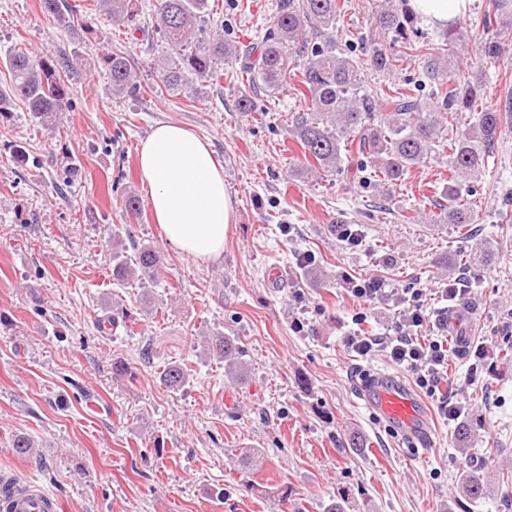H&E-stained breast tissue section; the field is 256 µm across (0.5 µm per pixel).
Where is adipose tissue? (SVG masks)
Listing matches in <instances>:
<instances>
[{"mask_svg": "<svg viewBox=\"0 0 512 512\" xmlns=\"http://www.w3.org/2000/svg\"><path fill=\"white\" fill-rule=\"evenodd\" d=\"M138 168L168 244L196 261L218 259L235 201L210 145L181 125L161 122L141 141Z\"/></svg>", "mask_w": 512, "mask_h": 512, "instance_id": "1", "label": "adipose tissue"}]
</instances>
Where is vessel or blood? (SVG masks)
Here are the masks:
<instances>
[{
  "instance_id": "vessel-or-blood-1",
  "label": "vessel or blood",
  "mask_w": 512,
  "mask_h": 512,
  "mask_svg": "<svg viewBox=\"0 0 512 512\" xmlns=\"http://www.w3.org/2000/svg\"><path fill=\"white\" fill-rule=\"evenodd\" d=\"M476 308L459 302L441 308L435 318L436 328L453 340L457 353L472 347L471 321ZM365 403L393 430L415 440L420 447L432 446L428 411L416 394L401 378L392 374L373 376L360 387ZM9 512H57L58 502L36 487L23 485L8 503Z\"/></svg>"
}]
</instances>
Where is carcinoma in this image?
<instances>
[{
	"label": "carcinoma",
	"instance_id": "cac0c4a2",
	"mask_svg": "<svg viewBox=\"0 0 512 512\" xmlns=\"http://www.w3.org/2000/svg\"><path fill=\"white\" fill-rule=\"evenodd\" d=\"M388 2L375 7L372 19L382 34L395 32L398 38L387 45L376 39L365 42L370 65L389 75L397 71L406 51L415 52L422 74L434 87L430 103L422 102L409 87L377 92L368 88L353 51L340 47L333 38L338 0H276L275 13L260 41L248 51L252 57L244 66L248 89L238 97L237 111H256L258 94L278 91L291 72L299 78L298 91L307 107L292 116L288 132L299 143L310 170L332 176L341 170L344 159L352 157L358 171L371 170L395 183L446 148L448 203L439 205L431 222L459 227L476 224L479 215L468 202L469 182L485 168L502 126L512 119V100L501 107L483 103L485 67L500 64L498 19L508 2L492 0L491 9L483 15L481 67L473 76L444 61L454 53L453 32H448L442 47L411 42L406 31L415 22L413 14L405 7L397 13L386 6ZM99 9L114 22L140 29L134 0H100ZM42 10L60 25L70 23L67 0H42ZM154 10L156 30L167 49V56L158 63L163 86L181 92L189 75L221 82L224 66L239 52L224 41V33L212 30L208 0H155ZM104 63L112 91L139 98L142 86L129 55L107 54ZM7 66L11 83L8 89H0L1 117L11 112L16 101L45 118L68 110L70 93L56 57L17 50L9 55ZM133 249L131 258L124 255V248L112 252L113 278L154 282L163 268L160 255L151 245ZM203 354L226 362L232 380L247 370L242 347L221 332L205 337ZM187 377V370L176 363L161 372L163 384L172 391L182 388Z\"/></svg>",
	"mask_w": 512,
	"mask_h": 512
}]
</instances>
